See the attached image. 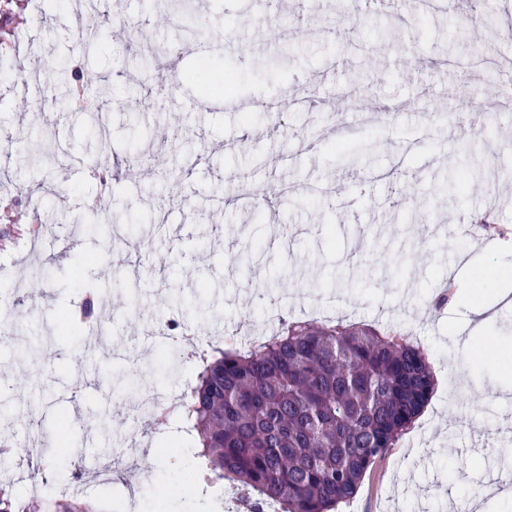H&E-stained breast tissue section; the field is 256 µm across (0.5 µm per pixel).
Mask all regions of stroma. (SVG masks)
Wrapping results in <instances>:
<instances>
[{"instance_id":"stroma-1","label":"stroma","mask_w":512,"mask_h":512,"mask_svg":"<svg viewBox=\"0 0 512 512\" xmlns=\"http://www.w3.org/2000/svg\"><path fill=\"white\" fill-rule=\"evenodd\" d=\"M342 2L194 0L192 20L163 21L151 0H111V15L139 23L148 40L182 45L171 85L154 83L153 58L116 41L110 19L94 39L78 38L77 0H24L17 13L27 40L16 69L0 70V185L43 182L51 191L35 248L0 243V280L25 288L0 334V377L12 388L0 436H38L45 466L61 476L81 463L80 500L95 512H128L122 481L97 476L99 451L138 438L141 390L181 393L196 379L194 362L153 338L170 312L208 336H255L281 317L417 329L436 391L338 512H512V491H481L485 469L512 475V434L499 431L512 420V398H489L512 388V373L477 361L512 344V300L499 305L493 328L464 340L472 299L440 298L457 273L473 277L499 262L452 235L449 218L490 215L505 230L497 245L512 252V126L496 112L481 111L475 126L453 112L487 96V83L472 79L478 46L512 55L496 40L507 9H493L476 40L449 9L417 8L404 23L374 0L350 24ZM421 55L437 67L416 68ZM76 66L112 87L97 102L107 142L84 113L60 104ZM307 82L329 103L344 96L347 110L295 105ZM364 100L393 111L362 126ZM266 101L289 108L273 114ZM332 126L345 134L324 136ZM246 129L261 139L239 142ZM284 151L293 164L270 166ZM474 155L497 178L445 196L449 168ZM257 183L290 194L242 206L240 187ZM101 211L123 235L109 249L72 235ZM78 268L95 291V313L60 344L59 314L79 299ZM133 342L143 361L134 374L122 358ZM180 427L171 414L151 436L154 454L138 462L149 475L140 512H224L186 481L197 459Z\"/></svg>"}]
</instances>
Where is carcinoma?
<instances>
[{
	"instance_id": "carcinoma-1",
	"label": "carcinoma",
	"mask_w": 512,
	"mask_h": 512,
	"mask_svg": "<svg viewBox=\"0 0 512 512\" xmlns=\"http://www.w3.org/2000/svg\"><path fill=\"white\" fill-rule=\"evenodd\" d=\"M79 108L81 74L71 70L64 98ZM82 317L95 308L86 291ZM436 381L424 349L396 330L361 323L288 321L248 350L215 347L183 394V424L199 448L194 479H227L250 507L335 512L354 496L373 463L395 447L430 402ZM13 484H0V512H33Z\"/></svg>"
}]
</instances>
